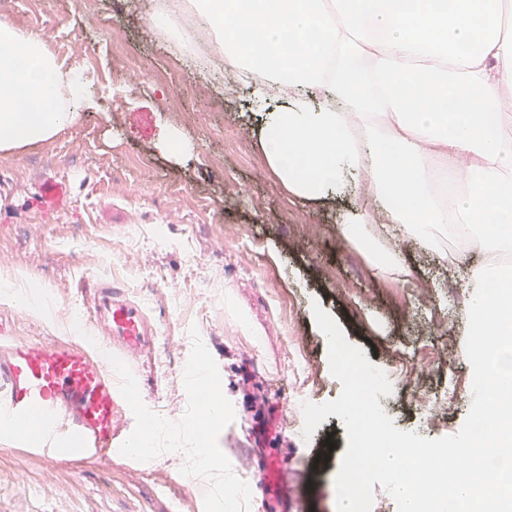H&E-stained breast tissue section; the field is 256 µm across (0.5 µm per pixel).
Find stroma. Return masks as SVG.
I'll list each match as a JSON object with an SVG mask.
<instances>
[{
  "mask_svg": "<svg viewBox=\"0 0 512 512\" xmlns=\"http://www.w3.org/2000/svg\"><path fill=\"white\" fill-rule=\"evenodd\" d=\"M144 2L0 0V16L86 71L97 102L54 137L0 151V284L12 287L0 316L27 339L90 344L83 299L95 281L151 296L158 342L153 359L133 368L143 402L172 421L184 415L189 330L198 328L235 411L219 446L252 489L243 512H276L248 454L261 430L288 476L289 512H336L346 429L331 415L311 440L300 438L284 365L299 346L309 402L339 396L313 304L389 374L392 392L379 403L395 427L434 439L458 432L472 403L468 291L454 268L410 241L395 243L407 279L365 263L337 233L352 196L290 201L259 153L249 88H220L230 74L215 37L197 39L208 68H190L181 47L148 27ZM172 126L189 144L180 158L163 148ZM46 174L75 190L72 208L49 219L28 205ZM448 381L456 395L447 413L421 425L417 402ZM185 461L164 453L136 467L115 458L51 468L0 435V512H198L206 483L181 474Z\"/></svg>",
  "mask_w": 512,
  "mask_h": 512,
  "instance_id": "35a3bbf8",
  "label": "stroma"
}]
</instances>
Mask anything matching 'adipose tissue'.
<instances>
[{
    "label": "adipose tissue",
    "instance_id": "adipose-tissue-1",
    "mask_svg": "<svg viewBox=\"0 0 512 512\" xmlns=\"http://www.w3.org/2000/svg\"><path fill=\"white\" fill-rule=\"evenodd\" d=\"M188 9L196 31L223 36L225 68L257 98L279 92L258 139L288 194L355 192L442 263L463 264L467 247L485 257L464 282L485 432L457 452L511 449L512 0H153L148 23L164 29ZM324 89L332 100L317 102ZM93 106L83 69L0 18V150L51 138ZM381 225L359 207L339 233L400 271Z\"/></svg>",
    "mask_w": 512,
    "mask_h": 512
}]
</instances>
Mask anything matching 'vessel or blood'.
<instances>
[{"instance_id":"vessel-or-blood-1","label":"vessel or blood","mask_w":512,"mask_h":512,"mask_svg":"<svg viewBox=\"0 0 512 512\" xmlns=\"http://www.w3.org/2000/svg\"><path fill=\"white\" fill-rule=\"evenodd\" d=\"M72 203L71 183L56 176L42 178L30 199L45 216L67 212ZM86 310L104 331L91 347L28 340L0 318V430L53 464L70 443L69 461L78 468L115 458L126 439L120 425L129 407L110 356L147 357L157 336L140 306L112 283H97Z\"/></svg>"}]
</instances>
